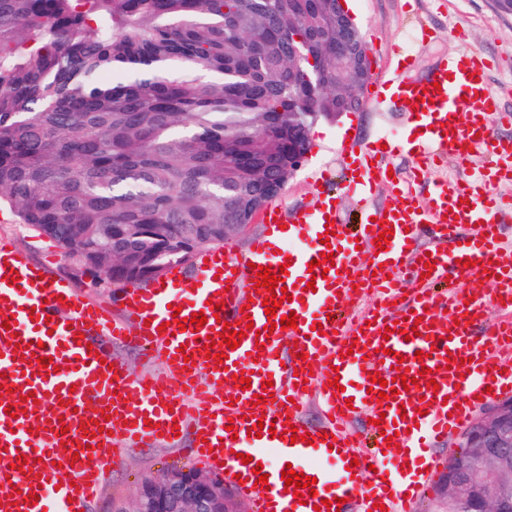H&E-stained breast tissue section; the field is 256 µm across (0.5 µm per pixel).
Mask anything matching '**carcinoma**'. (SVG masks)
I'll return each mask as SVG.
<instances>
[{
  "label": "carcinoma",
  "mask_w": 512,
  "mask_h": 512,
  "mask_svg": "<svg viewBox=\"0 0 512 512\" xmlns=\"http://www.w3.org/2000/svg\"><path fill=\"white\" fill-rule=\"evenodd\" d=\"M337 69L336 0H0V204L96 283L183 265L361 109Z\"/></svg>",
  "instance_id": "carcinoma-1"
}]
</instances>
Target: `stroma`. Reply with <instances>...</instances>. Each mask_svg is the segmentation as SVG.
<instances>
[{
	"label": "stroma",
	"mask_w": 512,
	"mask_h": 512,
	"mask_svg": "<svg viewBox=\"0 0 512 512\" xmlns=\"http://www.w3.org/2000/svg\"><path fill=\"white\" fill-rule=\"evenodd\" d=\"M347 6L368 47L373 76L392 73L400 58L409 55L413 65L404 75L420 78L441 60L473 49L493 60L489 80L502 90L503 108L512 111V15L499 13L493 0H347ZM419 29L425 30V39L419 46H408L406 35ZM347 131L362 145L378 140L400 143L413 136L415 126L409 113L379 111L367 105L334 121L315 122L309 132L308 157L278 196L279 204L289 208L312 204L317 196L314 176L320 169H330L335 179H342L338 147L341 133ZM1 239L10 241L29 260L49 263L54 276L69 280L91 300L116 305L121 288L92 284L90 275L78 272L66 261L54 240L21 224L16 212L6 207L0 209ZM191 444L187 436L177 445L160 443L131 449L110 466L88 512H112L115 501L133 500L144 477L167 468L194 467L186 452Z\"/></svg>",
	"instance_id": "1"
}]
</instances>
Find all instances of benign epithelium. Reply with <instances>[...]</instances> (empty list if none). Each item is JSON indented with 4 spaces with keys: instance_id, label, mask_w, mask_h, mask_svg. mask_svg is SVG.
Masks as SVG:
<instances>
[{
    "instance_id": "benign-epithelium-1",
    "label": "benign epithelium",
    "mask_w": 512,
    "mask_h": 512,
    "mask_svg": "<svg viewBox=\"0 0 512 512\" xmlns=\"http://www.w3.org/2000/svg\"><path fill=\"white\" fill-rule=\"evenodd\" d=\"M342 59L371 74L369 52L349 46ZM465 461L444 468L438 498L456 512H512V397L498 400L459 437ZM113 512H239L224 481L174 468L141 481L129 506Z\"/></svg>"
}]
</instances>
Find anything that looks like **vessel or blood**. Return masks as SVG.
Here are the masks:
<instances>
[{
  "label": "vessel or blood",
  "instance_id": "b4317fda",
  "mask_svg": "<svg viewBox=\"0 0 512 512\" xmlns=\"http://www.w3.org/2000/svg\"><path fill=\"white\" fill-rule=\"evenodd\" d=\"M489 69L464 52L441 62L431 80H396L398 103L424 130L412 182L389 175L380 147L341 144V159L355 169L346 187L359 204L376 185L395 195L375 210V224L356 231L338 223L328 193L310 209L269 205L246 252L200 253L188 268L125 291L117 315L0 241V512H86L106 477L103 448L171 442L179 433L194 436L196 462L255 493L254 512H371L377 503L406 512L440 466L431 448L466 428L490 398L512 393V252L499 232L512 197L495 191L512 181V141L497 133L512 125V112L488 84ZM447 159L465 176L433 177ZM416 181L431 183L428 204L417 201ZM330 228L334 236L321 244ZM384 228L392 235L380 252L374 240ZM326 250L333 266L312 267ZM465 258L472 267L462 266ZM260 266L292 294L276 313L296 314V327L272 328ZM471 280L489 281L499 319L488 321L483 299L463 293ZM197 312L204 327L188 322ZM176 315L186 328L172 324ZM247 318L252 329L228 349L224 323ZM413 328L417 336L405 340ZM210 340L223 362L208 357ZM117 342L138 347L156 372L132 377L112 355ZM375 373L415 385L382 399ZM241 377L250 389L236 388ZM312 394L324 405L315 427L303 419ZM258 395L265 403L255 404ZM361 417L365 428H354ZM291 426L298 441L282 437ZM245 454L262 462L267 482L243 465ZM289 467L315 478V496L286 490ZM338 498L341 508L324 507Z\"/></svg>",
  "mask_w": 512,
  "mask_h": 512
}]
</instances>
